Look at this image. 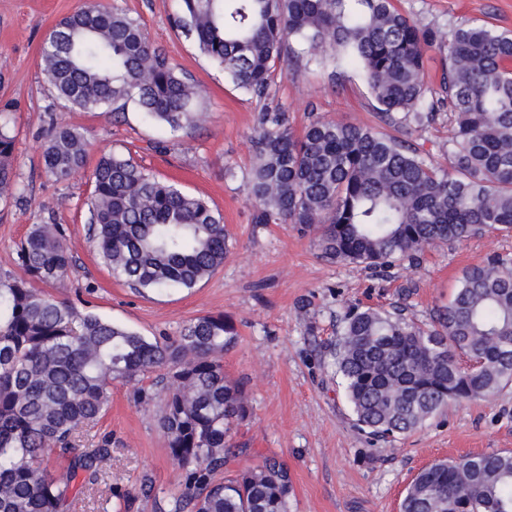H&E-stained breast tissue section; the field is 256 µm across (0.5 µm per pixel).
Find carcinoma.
Instances as JSON below:
<instances>
[{"label": "carcinoma", "mask_w": 512, "mask_h": 512, "mask_svg": "<svg viewBox=\"0 0 512 512\" xmlns=\"http://www.w3.org/2000/svg\"><path fill=\"white\" fill-rule=\"evenodd\" d=\"M175 26L235 86L268 97L275 64L296 44L312 58L336 48L359 67L381 118L421 132L454 115L451 169L410 140L375 127L314 119L295 135L288 114L264 108L253 136L250 194L258 224L315 230L324 258L375 271L427 247L489 232L512 234V34L462 22L448 43L441 93L428 94L423 54L438 31L394 0H178ZM57 98L82 112L136 105L172 130L197 124L203 90L112 5L86 3L40 49ZM16 135L0 123V200L20 193ZM45 171L66 181L85 167L87 140L53 125ZM87 223L113 274L138 290L193 288L231 252L223 215L160 179L132 155H102L91 171ZM72 263L63 230L35 224L17 253L19 277L0 280V512H72L112 459V437L75 442L106 414L115 381L166 370L159 422L182 469L171 512H288V466L267 457L226 473L246 452L226 442L252 417L243 386L224 374L238 343L222 314L191 320L175 338H148L79 313L29 286L55 283ZM330 357L354 426L393 441L450 403L512 385V259L465 269L430 327L399 310L346 311ZM400 512H512V451L438 461L410 481Z\"/></svg>", "instance_id": "obj_1"}]
</instances>
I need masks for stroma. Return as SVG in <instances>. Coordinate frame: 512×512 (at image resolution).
Returning <instances> with one entry per match:
<instances>
[{"mask_svg":"<svg viewBox=\"0 0 512 512\" xmlns=\"http://www.w3.org/2000/svg\"><path fill=\"white\" fill-rule=\"evenodd\" d=\"M83 0H0V105L17 135L14 165L20 195L0 201V277L18 274L16 250L36 224L63 225L73 264L46 293L142 335L177 336L192 319L224 314L239 341L224 355V372L240 381L253 415L238 425L236 444L250 455L233 467L276 456L292 473L290 512H399L404 490L425 466L468 454L512 451V387L486 399L449 405L425 427L392 443L356 429L328 348L353 306H398L418 323L447 304L463 269L491 254L512 257V235L497 233L428 248L419 261L376 273L321 257L315 235L293 224H258L249 191L251 137L264 106L288 113L294 131L309 115L380 126L363 73L341 51L309 64L282 62L266 101L237 89L195 42L174 28L175 0H111L139 21L192 82L205 92L208 118L179 131L150 124L134 107L119 119L63 107L39 65L41 45ZM403 13L449 35L463 21L512 31V0H394ZM68 125L88 141L85 170L58 182L42 164L50 124ZM454 117L439 113L414 141L422 156L449 166ZM108 152L132 153L150 173L205 196L223 213L233 247L223 266L194 288L139 291L100 259L86 224L88 171ZM135 383L112 386L110 409L83 434L84 444L112 437V459L75 512H170L181 468L158 424L165 385L135 403ZM151 496L138 495L143 479Z\"/></svg>","mask_w":512,"mask_h":512,"instance_id":"35a3bbf8","label":"stroma"}]
</instances>
